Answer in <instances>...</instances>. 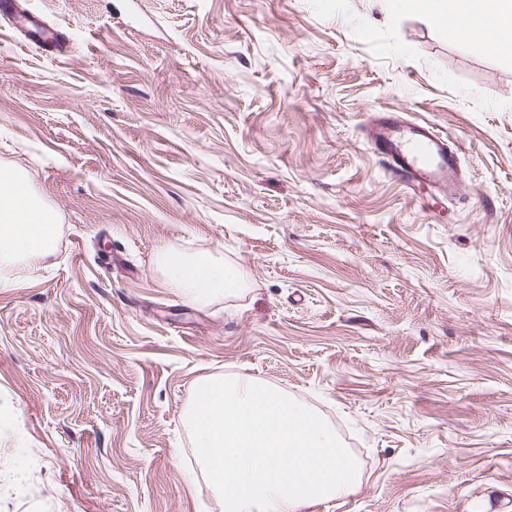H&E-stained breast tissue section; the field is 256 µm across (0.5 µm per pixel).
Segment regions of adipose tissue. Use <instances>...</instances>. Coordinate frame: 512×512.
<instances>
[{
  "label": "adipose tissue",
  "instance_id": "obj_1",
  "mask_svg": "<svg viewBox=\"0 0 512 512\" xmlns=\"http://www.w3.org/2000/svg\"><path fill=\"white\" fill-rule=\"evenodd\" d=\"M414 8L436 24L498 49L512 45V0H411ZM57 219L35 194L23 173L0 168V289L19 287L8 277L26 259L54 252ZM155 265L166 285L185 300L206 304L245 288L243 272L222 254L193 256L163 246Z\"/></svg>",
  "mask_w": 512,
  "mask_h": 512
}]
</instances>
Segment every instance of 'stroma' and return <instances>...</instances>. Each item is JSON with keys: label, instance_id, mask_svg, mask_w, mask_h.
Instances as JSON below:
<instances>
[{"label": "stroma", "instance_id": "stroma-1", "mask_svg": "<svg viewBox=\"0 0 512 512\" xmlns=\"http://www.w3.org/2000/svg\"><path fill=\"white\" fill-rule=\"evenodd\" d=\"M0 166L58 214L0 291V512H222L183 420L249 375L359 459L306 512H512V51L371 0H13ZM426 121L462 181L432 208L367 119ZM223 252L185 302L156 250ZM154 261L166 285L194 304H207L246 287L241 269L224 262L220 253L193 256L162 246Z\"/></svg>", "mask_w": 512, "mask_h": 512}]
</instances>
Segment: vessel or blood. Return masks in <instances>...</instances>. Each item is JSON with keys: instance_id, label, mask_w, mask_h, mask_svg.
<instances>
[{"instance_id": "obj_1", "label": "vessel or blood", "mask_w": 512, "mask_h": 512, "mask_svg": "<svg viewBox=\"0 0 512 512\" xmlns=\"http://www.w3.org/2000/svg\"><path fill=\"white\" fill-rule=\"evenodd\" d=\"M370 136L392 175L408 188L429 186L446 193L458 188V155L431 124L384 112Z\"/></svg>"}]
</instances>
